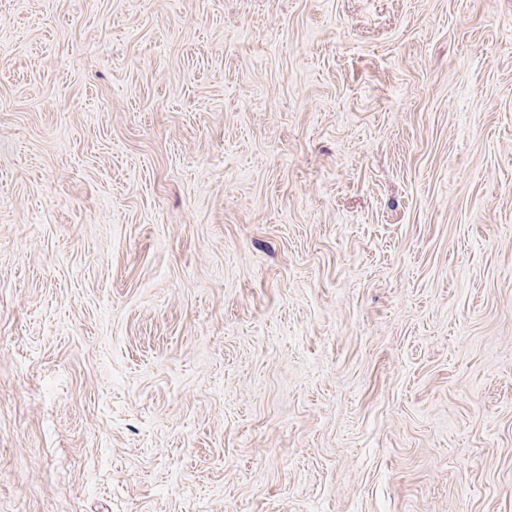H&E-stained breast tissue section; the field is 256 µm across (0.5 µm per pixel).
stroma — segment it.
<instances>
[{
	"mask_svg": "<svg viewBox=\"0 0 512 512\" xmlns=\"http://www.w3.org/2000/svg\"><path fill=\"white\" fill-rule=\"evenodd\" d=\"M0 512H512V0H0Z\"/></svg>",
	"mask_w": 512,
	"mask_h": 512,
	"instance_id": "1",
	"label": "stroma"
}]
</instances>
